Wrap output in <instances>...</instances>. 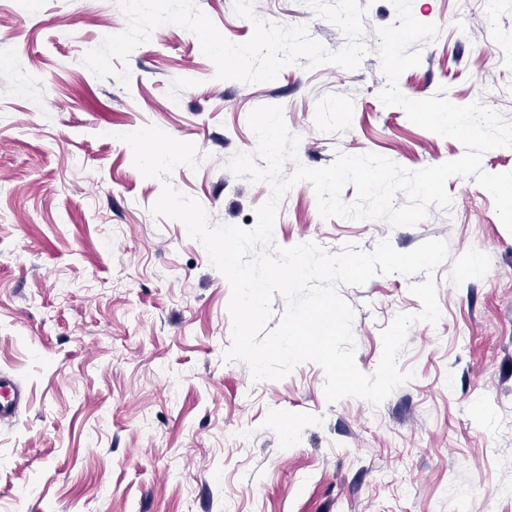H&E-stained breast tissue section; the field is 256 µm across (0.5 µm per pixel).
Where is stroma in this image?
I'll return each mask as SVG.
<instances>
[{
	"mask_svg": "<svg viewBox=\"0 0 512 512\" xmlns=\"http://www.w3.org/2000/svg\"><path fill=\"white\" fill-rule=\"evenodd\" d=\"M369 54L354 70L284 67L255 84L217 79L186 29L166 24L99 79L87 48L124 31L115 0H0V372L30 399L0 425V512H512V232L474 178H450L449 208L414 227L323 219L294 185L274 240L339 252L383 240L408 252L446 240L434 272L441 317L413 323L399 357L414 377L383 403H328L312 362L253 381L231 341L227 279L176 220L151 212L162 183L133 164L122 133L152 124L196 145L198 169L172 185L215 223L246 229L270 197L227 170L254 152L248 124L281 107L311 168L374 152L418 170L459 158L455 139L384 105L377 28L391 0H359ZM233 43L253 35L234 0H197ZM487 25L468 0H412L440 28L398 80L412 100L446 87L512 120V0ZM266 21L307 26L328 50L345 37L306 0H254ZM409 278L379 275L340 294L354 313L358 368L373 373L382 332L421 301Z\"/></svg>",
	"mask_w": 512,
	"mask_h": 512,
	"instance_id": "35a3bbf8",
	"label": "stroma"
}]
</instances>
